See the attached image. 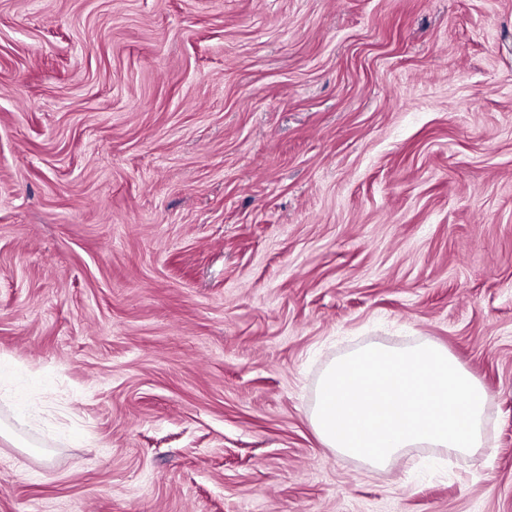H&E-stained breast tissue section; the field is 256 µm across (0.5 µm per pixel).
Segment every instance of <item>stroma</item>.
Wrapping results in <instances>:
<instances>
[{"instance_id": "obj_1", "label": "stroma", "mask_w": 512, "mask_h": 512, "mask_svg": "<svg viewBox=\"0 0 512 512\" xmlns=\"http://www.w3.org/2000/svg\"><path fill=\"white\" fill-rule=\"evenodd\" d=\"M423 342L485 447H325ZM0 424V512H512V0H0Z\"/></svg>"}]
</instances>
